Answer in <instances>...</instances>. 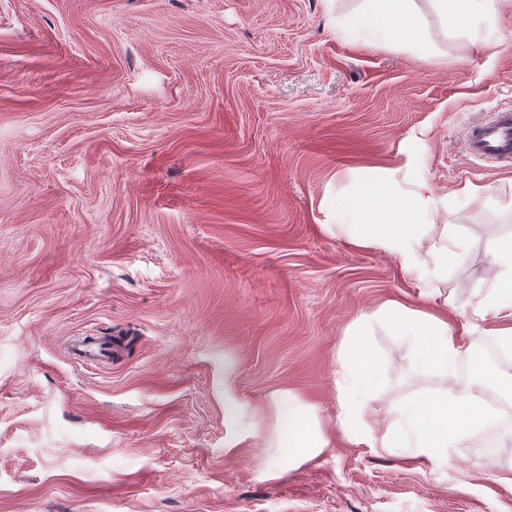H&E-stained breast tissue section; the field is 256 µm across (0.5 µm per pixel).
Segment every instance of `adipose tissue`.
<instances>
[{
	"label": "adipose tissue",
	"mask_w": 512,
	"mask_h": 512,
	"mask_svg": "<svg viewBox=\"0 0 512 512\" xmlns=\"http://www.w3.org/2000/svg\"><path fill=\"white\" fill-rule=\"evenodd\" d=\"M416 15L415 0H370L354 22L367 31L371 41L390 43L419 37ZM420 220L418 211L407 206L397 189L382 181L364 182L336 205V224L346 228L352 243L379 246L396 255L404 271L428 281L440 274L443 265H428L422 251L428 248L447 254L448 227L433 224L423 231ZM495 266L491 286L475 313L492 314L499 322L496 334L501 344L512 348L511 240L499 247ZM386 325L400 328L411 349L413 367L437 373L444 385L413 395L394 417L381 420L373 417L370 404L380 390L382 371L365 340L375 327ZM470 328L465 322L459 333H452L446 313L411 308L402 298L386 299L374 312L359 318L338 355L336 429L342 438L371 449L397 448L418 468L441 470L452 460L451 449L511 437L512 418L495 412L483 398L486 389L499 386V377L480 372L463 383L457 379L459 365L473 357L471 345L462 339ZM269 411L275 418L270 445L289 463L310 461L328 447L312 404L285 390L275 394Z\"/></svg>",
	"instance_id": "adipose-tissue-1"
}]
</instances>
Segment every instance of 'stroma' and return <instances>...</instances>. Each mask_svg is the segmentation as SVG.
Instances as JSON below:
<instances>
[{
    "label": "stroma",
    "instance_id": "1",
    "mask_svg": "<svg viewBox=\"0 0 512 512\" xmlns=\"http://www.w3.org/2000/svg\"><path fill=\"white\" fill-rule=\"evenodd\" d=\"M377 46L365 0H0V512H512V437L419 469L336 433L337 353L420 282L336 226L363 180L448 227V323L512 238V167L464 149L512 105V0ZM80 336L123 337L111 360ZM369 348L382 417L439 376ZM289 389L330 448L275 459ZM236 403L250 430L230 424Z\"/></svg>",
    "mask_w": 512,
    "mask_h": 512
}]
</instances>
